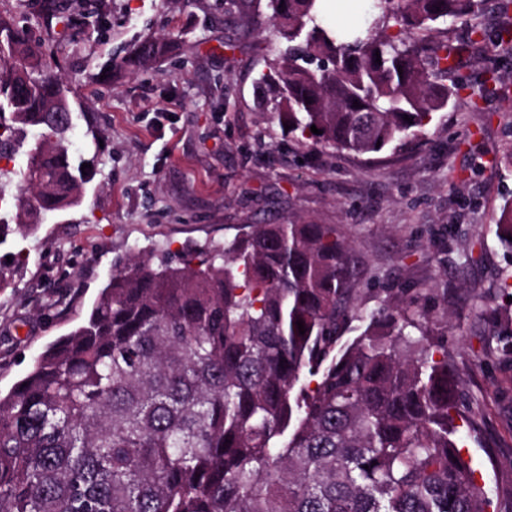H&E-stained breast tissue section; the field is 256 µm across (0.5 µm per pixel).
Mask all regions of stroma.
I'll return each mask as SVG.
<instances>
[{"label":"stroma","mask_w":512,"mask_h":512,"mask_svg":"<svg viewBox=\"0 0 512 512\" xmlns=\"http://www.w3.org/2000/svg\"><path fill=\"white\" fill-rule=\"evenodd\" d=\"M0 18L52 51L48 64L71 89V151L92 170L79 207L0 246L1 393L81 322L130 253L175 258L248 224H333L354 245L362 306L408 288L435 318H459L460 333L445 338L466 374L459 445L491 501L512 489V359L475 307L481 297L508 306L498 284L512 254L492 226L512 200L511 52L468 60L470 88L423 138L358 156L298 141L262 112L255 80L278 40L272 23L254 26L230 0H0ZM146 36L171 52L109 76ZM494 77L504 93L484 96ZM53 293L64 302L51 309Z\"/></svg>","instance_id":"stroma-1"}]
</instances>
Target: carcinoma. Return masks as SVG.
<instances>
[{
    "instance_id": "cac0c4a2",
    "label": "carcinoma",
    "mask_w": 512,
    "mask_h": 512,
    "mask_svg": "<svg viewBox=\"0 0 512 512\" xmlns=\"http://www.w3.org/2000/svg\"><path fill=\"white\" fill-rule=\"evenodd\" d=\"M324 2L267 0L286 46L257 81L290 133L324 147H408L468 88L465 52L512 48L511 25L477 23L486 0H332L351 20L336 29ZM457 21L468 41L433 34ZM1 33L0 162L26 129L41 138L0 245L36 230L27 210L78 206L85 181L68 90L3 19ZM169 49L146 37L118 70ZM493 232L512 252V202ZM202 255L131 254L0 394V512H488L453 439L462 373L420 299L361 307L353 246L333 224H249ZM497 320L490 335L512 357V313Z\"/></svg>"
}]
</instances>
